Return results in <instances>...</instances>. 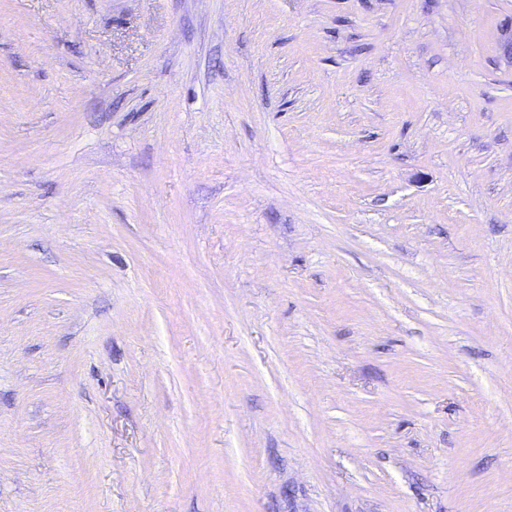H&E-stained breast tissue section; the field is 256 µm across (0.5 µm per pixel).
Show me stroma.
Returning <instances> with one entry per match:
<instances>
[{
	"instance_id": "35a3bbf8",
	"label": "stroma",
	"mask_w": 512,
	"mask_h": 512,
	"mask_svg": "<svg viewBox=\"0 0 512 512\" xmlns=\"http://www.w3.org/2000/svg\"><path fill=\"white\" fill-rule=\"evenodd\" d=\"M512 0H0V512H512Z\"/></svg>"
}]
</instances>
